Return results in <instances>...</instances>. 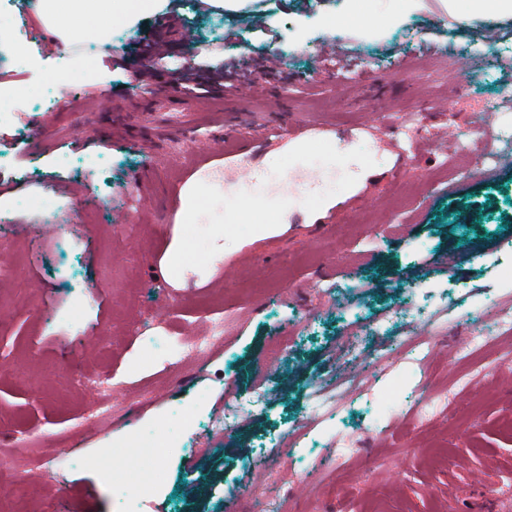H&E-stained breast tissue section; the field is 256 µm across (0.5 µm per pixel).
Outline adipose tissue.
I'll list each match as a JSON object with an SVG mask.
<instances>
[{
  "label": "adipose tissue",
  "instance_id": "1",
  "mask_svg": "<svg viewBox=\"0 0 512 512\" xmlns=\"http://www.w3.org/2000/svg\"><path fill=\"white\" fill-rule=\"evenodd\" d=\"M153 0H35L34 11L39 20L52 29H95L99 19L115 20L120 12L142 11Z\"/></svg>",
  "mask_w": 512,
  "mask_h": 512
}]
</instances>
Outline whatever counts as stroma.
Here are the masks:
<instances>
[{"mask_svg":"<svg viewBox=\"0 0 512 512\" xmlns=\"http://www.w3.org/2000/svg\"><path fill=\"white\" fill-rule=\"evenodd\" d=\"M167 5L70 44L0 0V489L66 450L13 512H512V334H489L512 305V142L458 169L482 115L512 116V10L178 0L168 27ZM209 54L228 87L180 85ZM188 100L192 135L168 123ZM486 336L488 376L459 356ZM85 377L112 387L102 423Z\"/></svg>","mask_w":512,"mask_h":512,"instance_id":"1","label":"stroma"}]
</instances>
